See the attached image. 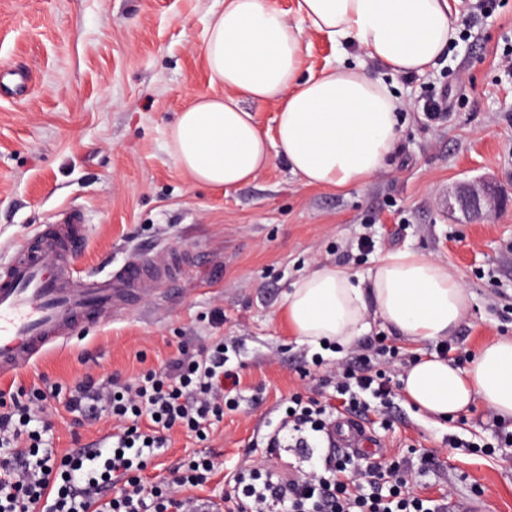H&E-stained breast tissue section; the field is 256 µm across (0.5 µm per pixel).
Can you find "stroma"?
Returning <instances> with one entry per match:
<instances>
[{
    "mask_svg": "<svg viewBox=\"0 0 512 512\" xmlns=\"http://www.w3.org/2000/svg\"><path fill=\"white\" fill-rule=\"evenodd\" d=\"M222 0H0V267L44 224L76 217L86 231L68 262L80 276L116 270L136 256L183 253L182 275L148 289L121 316L75 329L64 346L33 367L1 379L0 392L47 381L69 388L81 377L131 382L160 370L181 349L226 339L238 346L240 384L208 441L173 433L145 475L170 477L177 463L215 454L207 494L237 512L235 479L245 469L295 477L309 467L300 451L269 455L261 438L289 396L315 397L319 376L354 357L288 332V290L319 262L363 272L382 254L413 250L448 262L470 294L454 340L471 358L491 336H512V203L490 220L468 223L448 213L457 182L492 176L512 199V0H497L478 35L461 6L456 39L415 79L396 78L403 100L397 147L374 179L336 191L303 185L280 155L254 181L224 190L191 181L168 142L177 113L211 92L203 58L206 20ZM354 46L322 35L303 39V69L317 72ZM450 91L440 118L422 110L429 95ZM371 245L359 249L361 238ZM369 336L388 351L377 368L400 378L435 340L400 339L379 320ZM320 374H307L312 358ZM395 410L366 422L379 450L406 456L414 492L460 499L483 494L489 512H512V447L495 442V416L481 402L435 422L396 395ZM48 419L57 448L88 445L109 418L79 423L65 398Z\"/></svg>",
    "mask_w": 512,
    "mask_h": 512,
    "instance_id": "35a3bbf8",
    "label": "stroma"
}]
</instances>
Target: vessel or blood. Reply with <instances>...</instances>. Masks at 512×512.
I'll use <instances>...</instances> for the list:
<instances>
[{
    "label": "vessel or blood",
    "instance_id": "vessel-or-blood-1",
    "mask_svg": "<svg viewBox=\"0 0 512 512\" xmlns=\"http://www.w3.org/2000/svg\"><path fill=\"white\" fill-rule=\"evenodd\" d=\"M76 238L75 225L47 227L34 246L0 268V378L30 368L44 352L62 346L85 319L118 312L128 296L163 274L138 257L102 278H73L57 254L59 246ZM329 439L349 455L372 452L370 434L350 416L337 419Z\"/></svg>",
    "mask_w": 512,
    "mask_h": 512
}]
</instances>
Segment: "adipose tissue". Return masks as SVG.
Instances as JSON below:
<instances>
[{
	"label": "adipose tissue",
	"instance_id": "ef3b65f1",
	"mask_svg": "<svg viewBox=\"0 0 512 512\" xmlns=\"http://www.w3.org/2000/svg\"><path fill=\"white\" fill-rule=\"evenodd\" d=\"M449 0H296L293 15L266 0H224L210 13L203 55L220 95L195 96L177 115L170 146L197 183L234 188L271 163L267 136L246 102L274 105L275 137L291 172L308 186L343 189L381 173L398 139L402 101L371 76L425 73L456 39ZM352 43L363 61L303 74L302 36ZM470 296L447 262L409 250L384 254L367 274L320 263L296 281L283 316L293 335L351 344L381 319L411 341L444 339L465 319ZM404 396L438 420L474 399L512 419V336L487 341L466 367L433 354L401 377Z\"/></svg>",
	"mask_w": 512,
	"mask_h": 512
}]
</instances>
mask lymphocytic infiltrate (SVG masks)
I'll list each match as a JSON object with an SVG mask.
<instances>
[{
  "label": "lymphocytic infiltrate",
  "mask_w": 512,
  "mask_h": 512,
  "mask_svg": "<svg viewBox=\"0 0 512 512\" xmlns=\"http://www.w3.org/2000/svg\"><path fill=\"white\" fill-rule=\"evenodd\" d=\"M228 350L220 341L201 353L182 351L134 383L90 375L78 380L69 409L87 420L104 413L113 421L112 445L92 472L73 452L49 445L47 412L59 387L33 386L25 401L0 410V512H198L199 492L214 474L209 456H194L171 479L153 484L142 473L172 431L204 440L223 418L225 385L240 381L227 365ZM384 351L376 339L364 340L354 361L324 379L325 400L292 396L267 448H281L285 433L295 447H309L311 439L326 435L339 410L360 418L388 410L393 380L372 363ZM413 483L406 460L373 462L331 449L318 453L303 478L252 472L237 481L247 512L281 506L286 512H441V500L422 498Z\"/></svg>",
  "instance_id": "lymphocytic-infiltrate-1"
}]
</instances>
